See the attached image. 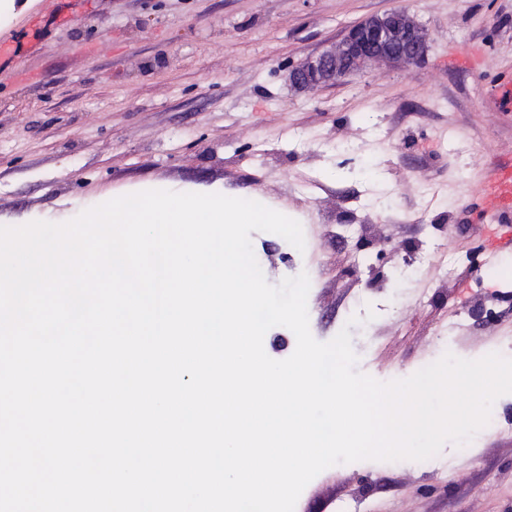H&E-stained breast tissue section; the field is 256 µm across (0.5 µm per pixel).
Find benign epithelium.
I'll use <instances>...</instances> for the list:
<instances>
[{
  "instance_id": "benign-epithelium-1",
  "label": "benign epithelium",
  "mask_w": 512,
  "mask_h": 512,
  "mask_svg": "<svg viewBox=\"0 0 512 512\" xmlns=\"http://www.w3.org/2000/svg\"><path fill=\"white\" fill-rule=\"evenodd\" d=\"M428 48L427 30L409 12L373 15L351 25L341 40L302 60L292 69L290 82L300 90L317 91L368 68L415 64Z\"/></svg>"
}]
</instances>
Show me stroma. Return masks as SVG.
<instances>
[{
    "label": "stroma",
    "instance_id": "obj_1",
    "mask_svg": "<svg viewBox=\"0 0 512 512\" xmlns=\"http://www.w3.org/2000/svg\"><path fill=\"white\" fill-rule=\"evenodd\" d=\"M393 10L426 28L421 62L290 87L301 59ZM1 35L19 50L0 69V225L153 189L255 195L309 242L252 232L266 280L307 273L312 336L348 326L359 372L409 377L449 334L469 360L512 349V231L476 221L479 183L512 156L493 93L512 0H11ZM443 452L438 470L332 466L296 510L512 512V425Z\"/></svg>",
    "mask_w": 512,
    "mask_h": 512
}]
</instances>
